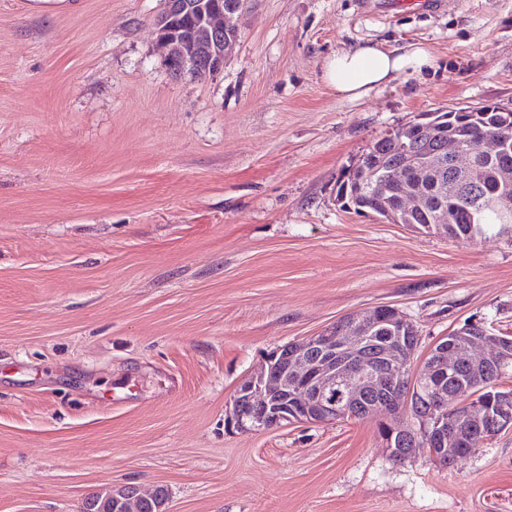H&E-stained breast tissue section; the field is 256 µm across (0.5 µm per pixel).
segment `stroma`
I'll return each instance as SVG.
<instances>
[{
	"instance_id": "obj_1",
	"label": "stroma",
	"mask_w": 512,
	"mask_h": 512,
	"mask_svg": "<svg viewBox=\"0 0 512 512\" xmlns=\"http://www.w3.org/2000/svg\"><path fill=\"white\" fill-rule=\"evenodd\" d=\"M0 0V512L129 484L167 512H512V430L436 467L376 420L224 426L264 355L389 305L415 363L467 323L512 338V233L341 210L336 184L421 112L512 109V0H247L221 71L174 75L163 0ZM420 44L350 102L325 60Z\"/></svg>"
}]
</instances>
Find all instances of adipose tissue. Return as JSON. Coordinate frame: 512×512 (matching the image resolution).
<instances>
[{
  "label": "adipose tissue",
  "mask_w": 512,
  "mask_h": 512,
  "mask_svg": "<svg viewBox=\"0 0 512 512\" xmlns=\"http://www.w3.org/2000/svg\"><path fill=\"white\" fill-rule=\"evenodd\" d=\"M432 54L423 46L386 51L374 44L336 52L324 64L323 78L339 98L358 101L375 88L408 71L433 68Z\"/></svg>",
  "instance_id": "obj_1"
}]
</instances>
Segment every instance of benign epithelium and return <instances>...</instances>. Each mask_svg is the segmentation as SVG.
<instances>
[{
	"label": "benign epithelium",
	"mask_w": 512,
	"mask_h": 512,
	"mask_svg": "<svg viewBox=\"0 0 512 512\" xmlns=\"http://www.w3.org/2000/svg\"><path fill=\"white\" fill-rule=\"evenodd\" d=\"M242 7L241 2L226 7L224 0H165L156 27L166 61L182 72L220 70L230 47L224 35L237 30L233 17ZM176 15L192 19L189 37L172 32ZM477 152L500 158L512 152V142L501 136H485L475 144L450 140L448 164L464 174ZM441 153L438 146H404L400 161L386 173L366 153L352 167V176L369 188L381 177L403 183L410 170L431 169L441 162ZM418 337L414 323L392 307L345 316L314 336L267 353L236 389L224 424L257 433L284 422H331L348 416L371 397L366 415L398 414L410 421L407 427L382 421L390 454L399 455V448L409 442L405 456L411 459L422 439L436 465L454 462L456 452L477 429L492 434L512 429V393L487 376L490 370L501 375L512 366L511 339L467 323L433 343L426 364L408 381L406 343ZM462 359L472 370L485 373L478 383L480 390L448 387V378Z\"/></svg>",
	"instance_id": "obj_1"
}]
</instances>
